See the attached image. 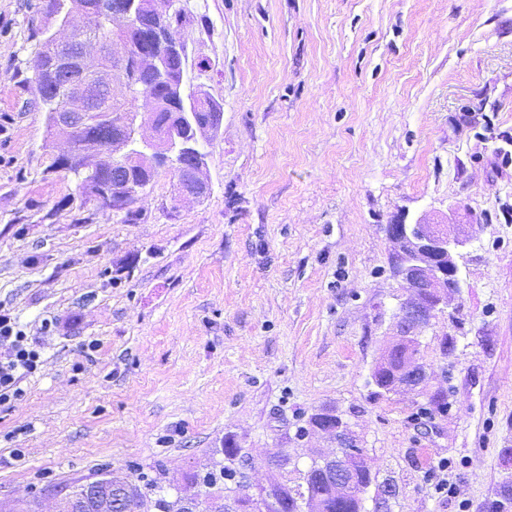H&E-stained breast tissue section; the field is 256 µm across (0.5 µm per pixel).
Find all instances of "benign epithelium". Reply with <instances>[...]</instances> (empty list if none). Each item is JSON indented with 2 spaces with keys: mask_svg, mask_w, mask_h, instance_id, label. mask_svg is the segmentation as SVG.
Returning <instances> with one entry per match:
<instances>
[{
  "mask_svg": "<svg viewBox=\"0 0 512 512\" xmlns=\"http://www.w3.org/2000/svg\"><path fill=\"white\" fill-rule=\"evenodd\" d=\"M174 0H138L141 10L154 14L161 27L154 30L151 37L160 46V50L141 56L140 65L151 71L166 72V60L170 54H184L186 48L174 33V27L168 21ZM65 14L78 10L83 17L85 28H91L97 21L91 0H61ZM135 15L130 12L114 13L109 18L112 38H90L84 42L82 54L70 57L58 52L53 56L56 67L69 68L76 72L75 81L66 91L64 100L55 112L51 113L54 127L71 131L79 127L85 112L87 99L94 90L97 79L110 84L116 83L122 89V99L127 100L137 94L127 72L115 60L121 53L114 50L117 44H123L127 34L134 27ZM112 53V66L104 64V57ZM166 84L174 100L180 102L181 116L186 130L179 131L157 118L143 121L128 112L113 113L112 124L115 127L112 145L107 150V159L99 160L102 150L96 144H88L73 161V171H95L107 167L135 169L150 175L159 162L176 159L183 153L195 155L194 165L179 171L178 180L182 182L178 192L179 200H201L211 189L208 178V160L210 154L204 148L208 135L217 131L223 120V113L209 112L207 116L195 111L202 93L187 94L184 78L166 76ZM81 189L95 197L100 206L114 213L126 210L124 205L127 186L114 185L107 191L99 185L86 182ZM386 232L392 244L393 269L407 289L409 298L402 302L396 314L397 334L386 346L379 365L390 371V393H424L430 373L420 356V338L430 325L436 313L443 311L460 293L458 259L461 250L472 242L466 225L455 224L453 231L448 225L436 224L420 217L413 222L401 217L386 225ZM403 351L402 362L393 361L392 354ZM323 434L334 440L338 448H358L359 439L340 416L333 413H317L310 417L307 425L301 427L300 437L306 439L312 434ZM323 468L329 473H345L346 483L336 484V495L346 496L357 493L362 497L366 487L357 485L362 474L370 473L364 452L323 455L313 461L308 471ZM122 480L107 473L93 481L96 495L88 501L83 494L65 498L59 502L56 512H114L118 503L113 501L112 486ZM272 497L263 496L256 500L236 504L239 512H270Z\"/></svg>",
  "mask_w": 512,
  "mask_h": 512,
  "instance_id": "1",
  "label": "benign epithelium"
}]
</instances>
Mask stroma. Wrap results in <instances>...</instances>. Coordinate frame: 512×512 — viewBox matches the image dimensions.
<instances>
[{
	"label": "stroma",
	"mask_w": 512,
	"mask_h": 512,
	"mask_svg": "<svg viewBox=\"0 0 512 512\" xmlns=\"http://www.w3.org/2000/svg\"><path fill=\"white\" fill-rule=\"evenodd\" d=\"M180 2L185 84L223 111L211 192L178 201L160 168L129 223L49 167L48 0H0V309L43 360L0 404V501L54 512L104 465L190 495L228 435L251 495L277 457L334 453L296 437L332 410L365 512H489L512 476V0ZM423 214L472 237L423 334L449 402L425 416L371 381L407 296L386 226Z\"/></svg>",
	"instance_id": "35a3bbf8"
}]
</instances>
